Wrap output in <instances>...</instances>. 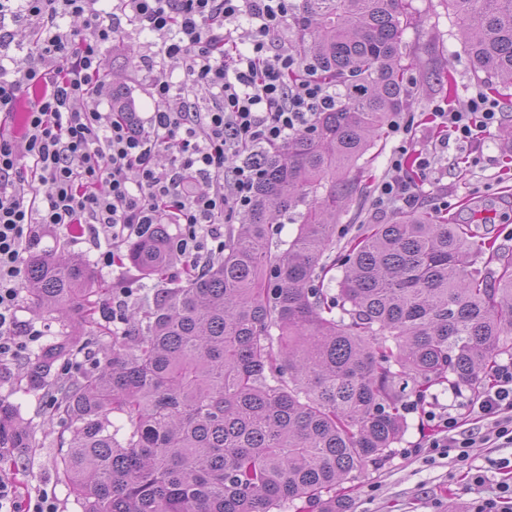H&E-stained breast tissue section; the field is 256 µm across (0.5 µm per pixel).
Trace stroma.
<instances>
[{
  "mask_svg": "<svg viewBox=\"0 0 512 512\" xmlns=\"http://www.w3.org/2000/svg\"><path fill=\"white\" fill-rule=\"evenodd\" d=\"M410 3L416 23L405 30L403 43L416 56L418 66L407 75L410 96L399 117L411 120L412 125L405 134L388 132L359 160L361 173L353 199L341 214L338 226L354 233L363 224L389 222L392 211L377 210L375 196L385 181L396 177L394 158L411 166L413 158L405 150L416 144L434 154L437 166L435 179L419 188L420 208L464 223L474 221V209L495 202V222L488 225L486 234L496 247L512 252V163L505 161L499 140L502 129L512 125V87H492L486 74H474L448 0ZM160 44L157 35L127 24L102 50L101 80L120 90L133 111L143 116L155 109L151 96L154 78L167 72L173 82L183 79L181 69L166 59H158L153 71L140 69V56H156ZM443 67L450 70L451 77L439 85L433 75ZM478 91L496 102L498 122L480 143L466 145L447 135L435 119L433 108L442 105L467 111L470 98ZM37 248L89 262L95 278L107 289L99 299L103 310L94 319L107 327L112 324L106 311L112 301V289H136L135 305L140 308L155 288L185 281L177 259L171 261L160 280L144 278L127 262L117 267L101 265L97 243L76 224L45 228ZM0 370L5 373L0 380V398L18 406L33 436V446L25 454L0 453V470L12 474L20 496L45 488L52 491L58 512H78L74 496L59 474L56 437L63 425L51 412L49 395L28 389L18 363L1 364ZM476 401V395L467 390L458 393L445 384L432 387L422 405L407 410V431L388 459L380 466L369 467L364 477L346 483L349 512H472L474 502L495 495L502 482L512 483V471L501 467L502 462L512 461V444L502 439L482 441V434L491 431L494 421L478 417ZM450 415L459 422L457 436L476 438L464 467L457 465L453 457L425 446L437 435L441 419ZM469 467L481 470L483 484H469L465 476Z\"/></svg>",
  "mask_w": 512,
  "mask_h": 512,
  "instance_id": "1",
  "label": "stroma"
}]
</instances>
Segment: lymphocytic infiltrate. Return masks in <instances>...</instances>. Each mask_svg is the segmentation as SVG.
<instances>
[{"instance_id": "1", "label": "lymphocytic infiltrate", "mask_w": 512, "mask_h": 512, "mask_svg": "<svg viewBox=\"0 0 512 512\" xmlns=\"http://www.w3.org/2000/svg\"><path fill=\"white\" fill-rule=\"evenodd\" d=\"M94 0H0V24L36 22L35 53L12 66L0 63V115L11 116L21 94L44 87L31 102L25 131L0 136V362L24 357L41 334L20 328L16 306L21 261L36 224H84L103 239V266H115L116 244L147 234L152 225L176 218L182 229L175 250L185 271L201 268L224 251V216L247 209L260 170L226 169L229 154L250 143L275 144L312 129L317 112L330 107L329 88L313 75L288 84L299 57L281 41L295 0H119L110 20ZM82 20L62 29L59 18ZM247 19L248 54L227 58L230 25ZM160 36L161 52L183 71L184 82L157 78L156 103L148 118L132 112H102L105 88L97 77L100 50L121 23ZM209 94L206 111L190 107L185 87ZM496 104L483 93L468 111L436 107L441 126L464 143L479 142L497 121ZM174 148L171 163L158 165L160 149ZM417 179L399 177L381 185L375 204L386 209L418 202L419 182L435 173V158L417 149ZM47 187L39 195V187ZM495 419L496 438L512 442V363L498 365L491 387L478 402ZM0 512H57L47 490L19 501L9 474L0 472Z\"/></svg>"}]
</instances>
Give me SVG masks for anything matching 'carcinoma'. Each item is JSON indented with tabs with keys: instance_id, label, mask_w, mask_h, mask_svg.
Instances as JSON below:
<instances>
[{
	"instance_id": "obj_1",
	"label": "carcinoma",
	"mask_w": 512,
	"mask_h": 512,
	"mask_svg": "<svg viewBox=\"0 0 512 512\" xmlns=\"http://www.w3.org/2000/svg\"><path fill=\"white\" fill-rule=\"evenodd\" d=\"M448 2L474 73L512 87V0ZM413 22L407 0H301L297 53L333 106L312 131L249 151L262 178L223 259L154 291L104 360L66 384L56 365L78 352L102 289L84 260L28 251L29 304L58 314L61 331L22 370L56 398L79 512H346L336 487L390 455L406 397L444 381L476 394L512 356V253L472 267L486 243L466 224L423 210L369 224L349 241L336 297L319 286L350 170L406 101ZM290 212L296 235L273 250L271 224ZM174 252L154 224L126 258L155 277ZM30 447L0 399V448Z\"/></svg>"
}]
</instances>
